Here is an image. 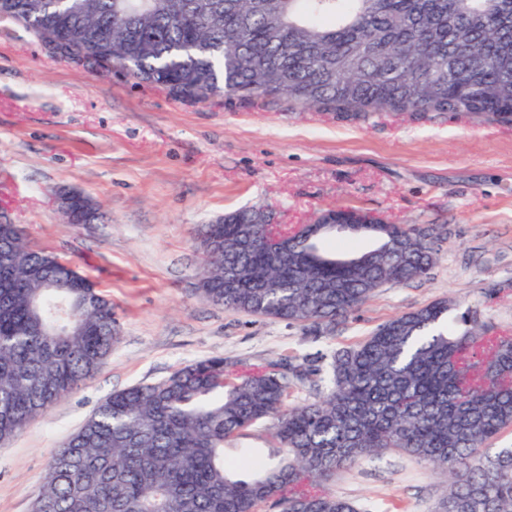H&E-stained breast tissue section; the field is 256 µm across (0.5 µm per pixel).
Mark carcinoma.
<instances>
[{
    "instance_id": "obj_1",
    "label": "carcinoma",
    "mask_w": 512,
    "mask_h": 512,
    "mask_svg": "<svg viewBox=\"0 0 512 512\" xmlns=\"http://www.w3.org/2000/svg\"><path fill=\"white\" fill-rule=\"evenodd\" d=\"M13 18L101 67L133 66L177 97L286 96L305 109L467 113L512 121V0H0ZM243 209L205 224L200 292L224 308L332 334L382 284L429 277L438 233L343 226L377 245L351 258L314 225ZM277 236L281 248L265 251ZM446 301L324 357H214L112 394L52 455L33 512H362L327 488L391 452L444 478L436 512H512V336ZM112 303L0 224V442L100 368ZM309 385L311 401L289 404ZM263 425L265 457L226 460Z\"/></svg>"
}]
</instances>
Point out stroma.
Masks as SVG:
<instances>
[{
    "mask_svg": "<svg viewBox=\"0 0 512 512\" xmlns=\"http://www.w3.org/2000/svg\"><path fill=\"white\" fill-rule=\"evenodd\" d=\"M107 215L71 224L56 193ZM280 223L355 207L437 226L427 279L377 288L334 335L253 317L198 291L201 225L245 207ZM0 221L69 262L111 301L121 339L78 389L0 444V512H29L54 450L112 392L211 357H303L362 341L436 300L512 330V125L460 114L349 117L280 98L183 99L95 68L0 19ZM337 496L370 512H434L446 485L394 453L342 472Z\"/></svg>",
    "mask_w": 512,
    "mask_h": 512,
    "instance_id": "1",
    "label": "stroma"
}]
</instances>
